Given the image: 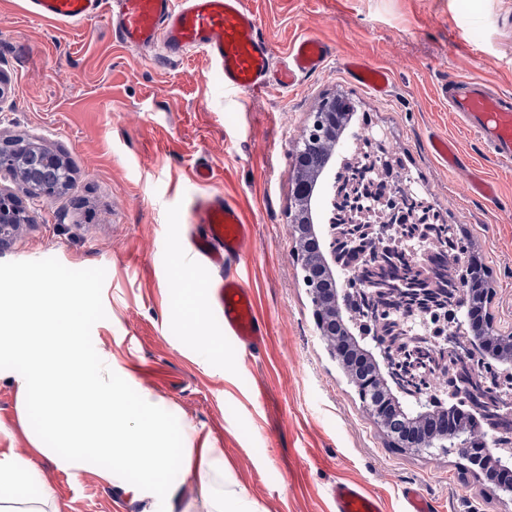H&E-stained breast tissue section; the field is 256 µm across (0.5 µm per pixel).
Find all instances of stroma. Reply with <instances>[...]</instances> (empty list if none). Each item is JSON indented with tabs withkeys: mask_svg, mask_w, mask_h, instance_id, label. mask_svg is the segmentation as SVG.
<instances>
[{
	"mask_svg": "<svg viewBox=\"0 0 512 512\" xmlns=\"http://www.w3.org/2000/svg\"><path fill=\"white\" fill-rule=\"evenodd\" d=\"M250 2L274 62L306 36L333 55L294 87H268L243 106L200 55L160 64L118 43L107 23L37 22L26 0H0V138L61 155L73 177L66 191L32 199L0 171V191L27 215L0 250V285L73 288L90 363L111 361L131 400L153 393L172 447L223 449L262 512H332L340 480L378 497L383 512H403L406 487L438 512H512V499L456 454L392 446L317 329L290 231L295 148L320 101L341 98L356 116L318 179L312 209L321 234L329 232V186L368 117L386 133L384 154L489 273L495 327H512V164L494 160L439 96L458 75L512 96V0ZM351 58L387 71L388 92L358 85L345 68ZM436 136L456 143L461 170L433 154ZM199 161L216 169L218 188L242 201L255 224L248 252L230 264L254 289L268 328L250 354L229 339L211 356L196 348L197 336L223 333L201 286L208 273L187 247ZM475 174L493 183L494 199L471 192ZM180 279L193 287L198 315L184 314ZM20 370L0 352V453L33 457L61 512H139L130 492L137 473L115 484L99 465L62 470L55 456L33 455L43 427L33 409L18 407Z\"/></svg>",
	"mask_w": 512,
	"mask_h": 512,
	"instance_id": "35a3bbf8",
	"label": "stroma"
}]
</instances>
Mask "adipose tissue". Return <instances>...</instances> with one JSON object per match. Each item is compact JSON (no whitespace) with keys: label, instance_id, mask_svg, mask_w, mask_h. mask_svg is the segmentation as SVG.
<instances>
[{"label":"adipose tissue","instance_id":"1","mask_svg":"<svg viewBox=\"0 0 512 512\" xmlns=\"http://www.w3.org/2000/svg\"><path fill=\"white\" fill-rule=\"evenodd\" d=\"M82 318L80 303L54 285L0 290V351L17 355L24 366L17 379L19 403L37 395L43 422L66 445L57 457L60 468L102 460V477L115 483L138 472L133 498L140 512H260L226 465L223 449H171L166 420L150 391L131 401L124 387L112 383L111 362L96 371L88 367ZM173 454L180 460L178 480L159 487ZM40 479L34 458H0V512H60L50 490L33 498L15 496L16 488ZM187 485L194 489L189 498L183 494Z\"/></svg>","mask_w":512,"mask_h":512}]
</instances>
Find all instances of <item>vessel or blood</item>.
<instances>
[{"label":"vessel or blood","instance_id":"obj_1","mask_svg":"<svg viewBox=\"0 0 512 512\" xmlns=\"http://www.w3.org/2000/svg\"><path fill=\"white\" fill-rule=\"evenodd\" d=\"M28 6L30 16L39 21L111 23L120 44L156 50L161 60L199 54L221 69L225 90L240 94L270 84L292 87L300 75L322 69L332 55L325 42L304 37L293 43L280 66H273L271 48L259 34L260 19L248 0H28ZM345 67L359 85L387 92L386 71L355 59ZM441 95L499 162H512L511 97L489 94L465 77L443 85ZM192 180L203 189L188 212L189 224L196 227L190 236L192 251L221 273L207 289L225 336L254 349L266 333L256 297L236 274L224 270L229 259L246 251L254 226L238 202L213 190L211 165H195ZM331 498L334 512H382L380 501L355 484L336 483Z\"/></svg>","mask_w":512,"mask_h":512}]
</instances>
